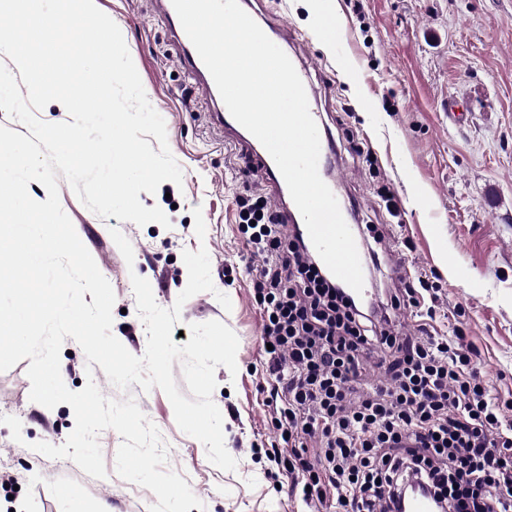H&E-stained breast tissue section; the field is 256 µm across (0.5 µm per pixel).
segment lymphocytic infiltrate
Returning a JSON list of instances; mask_svg holds the SVG:
<instances>
[{"mask_svg": "<svg viewBox=\"0 0 512 512\" xmlns=\"http://www.w3.org/2000/svg\"><path fill=\"white\" fill-rule=\"evenodd\" d=\"M252 248L270 396L305 512H396L405 480L428 484L445 512H512V421L490 397L481 351L430 329L440 300L426 271L378 306L359 304L320 266L266 197L237 199ZM422 309L418 335L400 310ZM389 377L368 384L377 368Z\"/></svg>", "mask_w": 512, "mask_h": 512, "instance_id": "obj_1", "label": "lymphocytic infiltrate"}]
</instances>
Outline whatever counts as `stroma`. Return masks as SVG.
<instances>
[{"label":"stroma","mask_w":512,"mask_h":512,"mask_svg":"<svg viewBox=\"0 0 512 512\" xmlns=\"http://www.w3.org/2000/svg\"><path fill=\"white\" fill-rule=\"evenodd\" d=\"M119 27L152 107L162 116L182 185L166 181L140 193L171 225L144 226L101 218L59 179L63 210L115 295L113 334L143 356L147 333L131 278L150 283L156 302L172 307L185 288L186 250L206 247L214 292L182 307L178 344L189 324L219 320L237 335V370L217 367L212 399L223 416L224 443L235 470L213 465L204 445L177 425L160 388L114 386L89 366L81 346L65 339L60 354L68 389L94 380L110 400L134 399L159 430L166 470L176 472L203 512H303L288 499V479L266 453L277 435L274 404L265 388L261 312L251 296L250 249L237 231L234 197L250 187L270 189L249 151L227 143L212 119L216 103L193 80L162 19L160 0H94ZM258 25L306 70L324 115L341 187L357 224H375L386 249L366 275L377 293L400 287L405 275L434 272L447 306L463 305L464 331L482 352L492 396L512 398V0H249ZM342 25L339 45L324 44L326 17ZM192 90L185 103L183 90ZM389 189L400 210L379 193ZM201 208L205 238L194 231ZM130 241L126 263L110 231ZM226 294L224 310L216 299ZM28 360L0 372V415L22 424L21 440L0 424V512H150L156 496L116 472L118 432L98 436L107 475H87L69 459L34 451L37 442L63 444L75 426L70 405L48 409L29 398Z\"/></svg>","instance_id":"obj_1"}]
</instances>
